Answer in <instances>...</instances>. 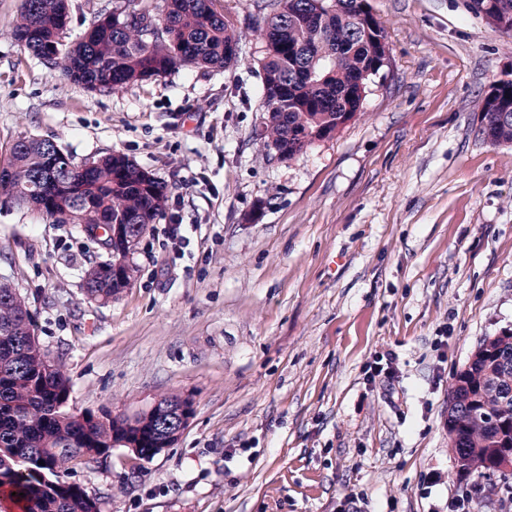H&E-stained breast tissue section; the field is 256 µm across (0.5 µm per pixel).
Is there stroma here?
Returning a JSON list of instances; mask_svg holds the SVG:
<instances>
[{
  "instance_id": "obj_1",
  "label": "stroma",
  "mask_w": 512,
  "mask_h": 512,
  "mask_svg": "<svg viewBox=\"0 0 512 512\" xmlns=\"http://www.w3.org/2000/svg\"><path fill=\"white\" fill-rule=\"evenodd\" d=\"M21 3L0 0V158L22 138L76 163L125 154L167 184L186 236L175 249L150 225L131 287L100 304L79 225L0 205V282L60 359L69 408L194 406L152 459L115 448L67 481L100 512H448L462 496L512 512V471L459 472L446 425L457 372L512 331V144L485 141L477 109L512 79V33L471 0H369L390 72L334 139L282 161L263 139L262 0H218L242 35L230 70L118 92L25 52ZM390 354L397 380L367 382Z\"/></svg>"
}]
</instances>
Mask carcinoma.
<instances>
[{
    "label": "carcinoma",
    "mask_w": 512,
    "mask_h": 512,
    "mask_svg": "<svg viewBox=\"0 0 512 512\" xmlns=\"http://www.w3.org/2000/svg\"><path fill=\"white\" fill-rule=\"evenodd\" d=\"M217 0H164L162 13L151 0H123L63 47L71 22L65 0H23L13 26L15 40L59 78L89 91L105 85L119 90L167 74L178 66L227 69L237 65L241 35L218 10ZM364 0H268L261 35L266 53L261 60L263 107L272 113L264 123V146L281 160H292L313 144L331 139L362 108L372 78L391 66L390 55H377L373 40H386L384 27L373 22L364 32ZM491 5L496 28H512V0H472V8ZM152 19L153 35L127 12ZM479 134L493 144H512V80H501L480 97ZM48 150L37 139L13 144L0 165V201L33 203L54 224H139L140 234L164 212L167 186L149 178L137 163L113 154L83 173L65 169L56 160L65 188H49L35 178L50 165ZM89 292L112 299V274L95 272ZM25 298L0 300V448L27 459L16 466L0 459V492L15 494L23 512H99L97 499L63 472L77 460L91 461L111 451L112 435L133 437L137 455H157L164 438L159 421L116 426L112 417L86 427L63 413L69 387L65 375L49 380L42 374L40 348L29 341ZM502 388L457 378L455 394L468 405L450 438L465 474L493 466V453L512 441V367ZM56 452L49 453L47 449ZM43 464H38V461Z\"/></svg>",
    "instance_id": "1"
}]
</instances>
